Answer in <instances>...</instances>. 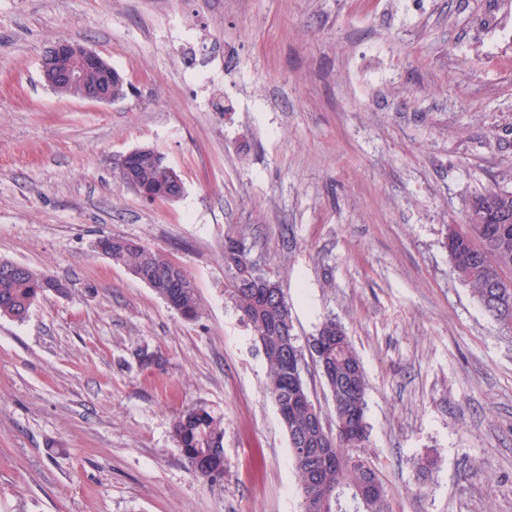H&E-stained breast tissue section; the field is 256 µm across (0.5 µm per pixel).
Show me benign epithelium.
<instances>
[{"label": "benign epithelium", "instance_id": "7a95c632", "mask_svg": "<svg viewBox=\"0 0 512 512\" xmlns=\"http://www.w3.org/2000/svg\"><path fill=\"white\" fill-rule=\"evenodd\" d=\"M40 73L44 84L59 90L63 85L83 88V98L96 102H111L122 98L116 89L126 84L124 77L112 64L86 46L62 40L50 47L41 59ZM160 157L151 147L134 149L121 159V174L128 184L136 183L133 167L142 155Z\"/></svg>", "mask_w": 512, "mask_h": 512}]
</instances>
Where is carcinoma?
I'll use <instances>...</instances> for the list:
<instances>
[{
    "label": "carcinoma",
    "instance_id": "obj_1",
    "mask_svg": "<svg viewBox=\"0 0 512 512\" xmlns=\"http://www.w3.org/2000/svg\"><path fill=\"white\" fill-rule=\"evenodd\" d=\"M137 181L163 188L162 163L150 158L139 166ZM110 259L145 283L170 308L194 319L200 303L185 271L172 269L161 253L139 240L113 234ZM445 240L457 278L468 285L499 331L512 336V191L474 196L467 205V223L449 224ZM224 266L230 275L228 295L252 329L267 369V386L274 402L288 405L283 425L299 478L302 512H392L388 492L365 491L375 481L384 485L378 467L364 459L369 440L366 421L367 379L357 352L342 324L324 319L310 336L323 347L319 359L333 399L334 423L329 433L319 429L307 405L293 399L292 372L304 351L293 334L291 308L279 280L267 274L243 239H224ZM55 278L29 266L0 270V317L24 320L31 307L49 292ZM172 433L194 473L204 481L224 477V421L204 405L182 411Z\"/></svg>",
    "mask_w": 512,
    "mask_h": 512
}]
</instances>
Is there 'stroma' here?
Instances as JSON below:
<instances>
[{"instance_id":"stroma-1","label":"stroma","mask_w":512,"mask_h":512,"mask_svg":"<svg viewBox=\"0 0 512 512\" xmlns=\"http://www.w3.org/2000/svg\"><path fill=\"white\" fill-rule=\"evenodd\" d=\"M512 0H0V259L67 287L0 317V512H300L266 365L226 290L244 232L306 344L346 329L368 380L365 450L393 512H512V336L453 275L445 229L512 190ZM86 45L130 90L40 78ZM140 147L184 183L149 203ZM139 239L198 291L187 319L98 238ZM161 355L140 369L137 350ZM224 418L221 482L172 433ZM437 465L425 483L417 463ZM169 167L171 169V181H170L169 185L175 186L172 188L173 192L168 193L165 190L163 193H155V192L148 190L145 187H137V189L139 190L140 196L145 201H147V202L174 201V200L179 199L182 196L183 193L181 194V196H178L176 194V190L178 189V187H180V185H183V192H184V184L181 179V176H180V174H178V172L172 166L169 165ZM127 186H129V185H127ZM129 187H131L132 189H134L137 192L136 188H134L132 186H129Z\"/></svg>"}]
</instances>
